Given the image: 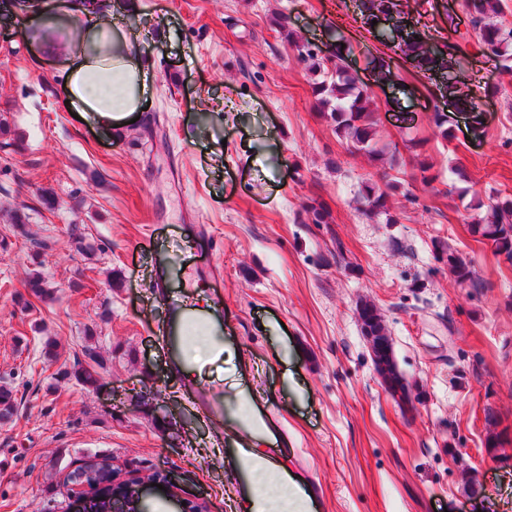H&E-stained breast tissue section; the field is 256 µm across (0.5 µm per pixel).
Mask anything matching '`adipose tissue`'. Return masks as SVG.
Instances as JSON below:
<instances>
[{
    "instance_id": "adipose-tissue-1",
    "label": "adipose tissue",
    "mask_w": 512,
    "mask_h": 512,
    "mask_svg": "<svg viewBox=\"0 0 512 512\" xmlns=\"http://www.w3.org/2000/svg\"><path fill=\"white\" fill-rule=\"evenodd\" d=\"M102 6V0H81L74 7L59 0L57 6L38 8L32 20L53 30L70 24L72 15L82 17L78 37L64 50L67 95L81 118L118 136L144 108L153 63L123 25L105 17ZM243 420L256 426L257 445L250 450L255 466L252 483L241 495L242 512H301L308 501L304 486L258 448L269 429L255 409H248Z\"/></svg>"
}]
</instances>
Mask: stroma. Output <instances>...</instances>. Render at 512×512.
Masks as SVG:
<instances>
[{"instance_id": "obj_1", "label": "stroma", "mask_w": 512, "mask_h": 512, "mask_svg": "<svg viewBox=\"0 0 512 512\" xmlns=\"http://www.w3.org/2000/svg\"><path fill=\"white\" fill-rule=\"evenodd\" d=\"M108 2L153 61L149 108L118 139L73 118L66 57L41 52L27 12L0 19V386L17 402L0 423V512H65L66 476L93 456L232 512L222 425L237 423L240 391L269 404L262 450L285 456L320 512H512V265L470 230L491 198L512 197V76L482 55L460 0H406L421 29L463 42L466 74L499 88L476 99L480 130L449 113L448 141L429 81L355 24V0H136L130 18L126 0ZM336 29L362 82L377 59L392 73L375 142L425 162L445 191L431 198L402 175L394 223L362 217V184L388 165L346 150L315 105L319 74L291 45L330 53ZM312 205L326 223H307ZM16 212L26 223H10ZM443 244L480 287L456 284ZM162 255L222 317L232 356L208 364L202 385L223 423L168 372L155 334L167 307L152 291ZM37 271L50 296L20 304ZM363 302L385 320L414 411L381 384ZM489 407L509 438L494 451Z\"/></svg>"}]
</instances>
